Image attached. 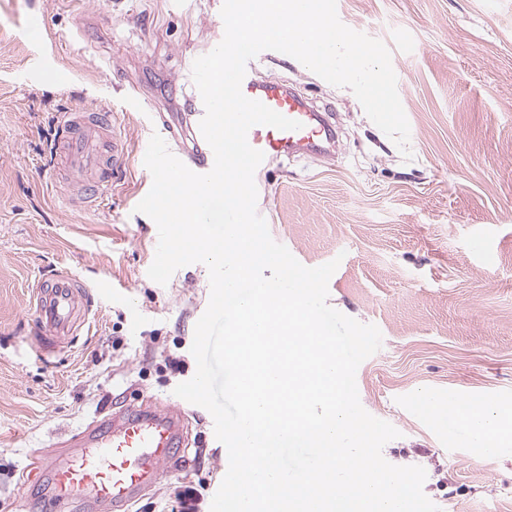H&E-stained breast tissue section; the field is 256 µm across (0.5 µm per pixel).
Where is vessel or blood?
I'll list each match as a JSON object with an SVG mask.
<instances>
[{
  "label": "vessel or blood",
  "mask_w": 512,
  "mask_h": 512,
  "mask_svg": "<svg viewBox=\"0 0 512 512\" xmlns=\"http://www.w3.org/2000/svg\"><path fill=\"white\" fill-rule=\"evenodd\" d=\"M243 94L273 111L300 122L297 130L253 126L247 140L264 154L265 163L290 157H317L335 148L331 115L317 111L297 92L260 80L255 64H248ZM205 114L199 91H192L185 128L194 144L189 152L192 171L204 174L214 154L199 123ZM57 144L66 175L77 176V190L85 203L98 202L116 184L124 145L118 138L115 113L80 108L63 118ZM98 306L93 286L68 270L45 277L31 301L30 334L37 359L59 353L87 324ZM194 404L185 400L160 407L150 400L132 406H112L85 429L57 447L51 458H32L29 473L43 477L56 504H79L84 512H131V505L161 478L190 462L188 416Z\"/></svg>",
  "instance_id": "b4317fda"
}]
</instances>
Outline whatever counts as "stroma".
<instances>
[{
    "label": "stroma",
    "instance_id": "35a3bbf8",
    "mask_svg": "<svg viewBox=\"0 0 512 512\" xmlns=\"http://www.w3.org/2000/svg\"><path fill=\"white\" fill-rule=\"evenodd\" d=\"M220 12L219 0H0V512H73L21 497L30 454L52 452L109 400L143 392L172 404L196 372L208 269L193 263L167 285L151 280L157 227L135 199L151 181L142 165L149 114L186 111L187 62L213 42ZM337 12L389 48L412 158L351 90L271 51L261 78L331 108L339 148L332 159L273 163L256 210L302 265L339 260L329 305L380 329L357 389L363 408L400 433L384 458L422 466L423 491L440 512H512V443L491 456L461 449L448 437L447 403L431 416L412 404L428 393H483L512 409V0H337ZM34 17L55 36L51 70L39 76L23 35ZM90 106L119 114L123 165L99 205L65 207L55 152L62 115ZM55 269L113 290L89 327L41 362L27 305ZM170 356L183 372L165 368ZM192 439L194 462L133 512H163L184 482L210 512L224 445L200 418Z\"/></svg>",
    "mask_w": 512,
    "mask_h": 512
}]
</instances>
